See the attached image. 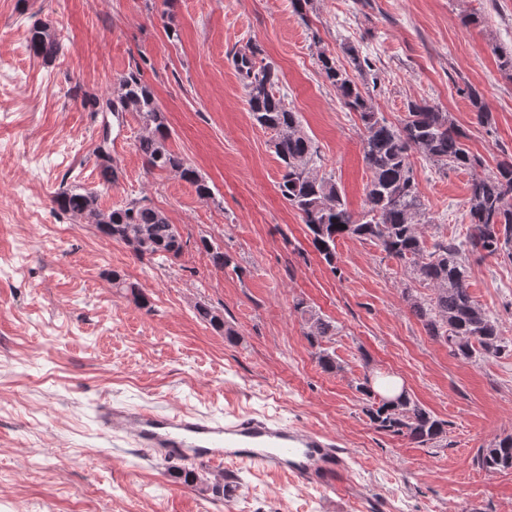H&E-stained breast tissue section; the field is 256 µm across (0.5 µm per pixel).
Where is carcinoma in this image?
Segmentation results:
<instances>
[{"label": "carcinoma", "mask_w": 512, "mask_h": 512, "mask_svg": "<svg viewBox=\"0 0 512 512\" xmlns=\"http://www.w3.org/2000/svg\"><path fill=\"white\" fill-rule=\"evenodd\" d=\"M29 52L46 62L62 51L55 27L40 19L30 27ZM249 62L235 67L242 78L248 105L256 123L271 132L272 147L281 162L278 183L282 197L300 214L316 252L336 270V240L351 237L375 243L387 256L403 265L412 282L429 290L423 295L412 288L403 298L426 333L448 344L463 360L475 356L497 357L512 349V340L503 336L492 319L472 296L468 272L462 261V247L487 257L512 261V160L502 161L492 175L476 172L481 160L466 144V132L449 113L426 99L411 101L405 119L398 125L387 122L378 112L370 92L351 79L346 67L325 52L320 53V70L335 88L341 103L357 114L361 122L363 160L372 177L366 188L364 209L354 215L346 196L330 176L319 174L317 150L301 128L297 112L274 93L279 83L277 69L247 54ZM85 104L93 112H112L122 119L136 114L141 123L136 148L150 171L168 172L191 184L203 200L213 198L209 184L168 145L165 116L153 91L143 79L142 67L135 64L114 80L112 95L106 99L89 97ZM420 153L443 167L471 171L469 182V229L465 243L453 240L427 246V221L411 157ZM97 168L103 183L119 180L120 169L112 158L110 139L102 136L95 149ZM53 204L64 214L93 224L105 237L121 242L143 259L154 256L180 258L184 250L182 234L169 217L154 207L146 196L131 198L112 210L100 209L96 192L70 186L59 191ZM197 249L206 254L214 269L241 270L236 257L212 237L202 236ZM312 355L326 372L340 369L333 354L322 347L334 335L336 326L323 315L299 301ZM199 317L232 341L237 330L206 304L197 306ZM356 391L365 396L363 413L380 432L403 436L424 446L442 441L446 422L436 418L404 392L394 399H380L373 387L362 380ZM475 464L486 472L512 470V434L492 440L480 448Z\"/></svg>", "instance_id": "1"}]
</instances>
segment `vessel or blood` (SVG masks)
Segmentation results:
<instances>
[{"label": "vessel or blood", "instance_id": "obj_1", "mask_svg": "<svg viewBox=\"0 0 512 512\" xmlns=\"http://www.w3.org/2000/svg\"><path fill=\"white\" fill-rule=\"evenodd\" d=\"M105 429L151 458L223 466L232 462L289 473L305 486L347 476L343 449L333 439L257 415L217 421L196 413H158L109 400L95 407Z\"/></svg>", "mask_w": 512, "mask_h": 512}]
</instances>
